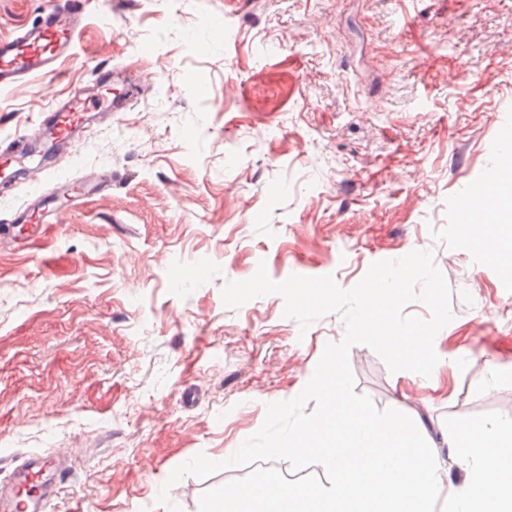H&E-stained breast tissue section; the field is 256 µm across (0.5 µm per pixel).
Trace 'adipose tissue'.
Instances as JSON below:
<instances>
[{"label": "adipose tissue", "mask_w": 512, "mask_h": 512, "mask_svg": "<svg viewBox=\"0 0 512 512\" xmlns=\"http://www.w3.org/2000/svg\"><path fill=\"white\" fill-rule=\"evenodd\" d=\"M512 215V183L504 182L481 196L470 223L497 232L493 261L512 271V233H501L502 218ZM445 442L465 465L469 476L466 497L453 512H512V422H490L450 432Z\"/></svg>", "instance_id": "adipose-tissue-1"}]
</instances>
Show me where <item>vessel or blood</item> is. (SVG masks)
I'll return each mask as SVG.
<instances>
[{
    "label": "vessel or blood",
    "mask_w": 512,
    "mask_h": 512,
    "mask_svg": "<svg viewBox=\"0 0 512 512\" xmlns=\"http://www.w3.org/2000/svg\"><path fill=\"white\" fill-rule=\"evenodd\" d=\"M90 0H55L38 21L8 38H0V88H8L35 77H53L70 55L77 37L84 30ZM123 75H116L111 89L112 105L91 109L78 96L55 104L39 113L8 151L0 153V174L12 180L40 181L43 170L25 165L29 144L52 138L54 145L77 154L80 134L90 119H111L114 109L124 102ZM50 212L43 202L22 206L13 223L0 226V240H22L44 223ZM68 478V468L57 454L30 453L16 460L6 479L0 481V512H47Z\"/></svg>",
    "instance_id": "vessel-or-blood-1"
}]
</instances>
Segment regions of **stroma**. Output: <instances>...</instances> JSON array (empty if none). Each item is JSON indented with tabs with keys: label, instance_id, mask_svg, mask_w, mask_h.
Wrapping results in <instances>:
<instances>
[{
	"label": "stroma",
	"instance_id": "stroma-1",
	"mask_svg": "<svg viewBox=\"0 0 512 512\" xmlns=\"http://www.w3.org/2000/svg\"><path fill=\"white\" fill-rule=\"evenodd\" d=\"M52 0H0V36ZM58 76L0 90V149L66 91L126 66L127 107L91 123L46 181L0 186V225L33 197L110 176L23 245L0 241V472L31 452L74 472L49 512H167L170 472L222 460L296 397L337 313L300 331L272 293L432 250L452 321L430 377L349 352L356 393L424 425L441 498L467 487L446 431L512 420V274L463 228L461 199L507 176L512 0H91ZM224 19L215 34L210 19ZM193 391L185 401L184 391ZM251 466L183 478L182 512Z\"/></svg>",
	"mask_w": 512,
	"mask_h": 512
}]
</instances>
